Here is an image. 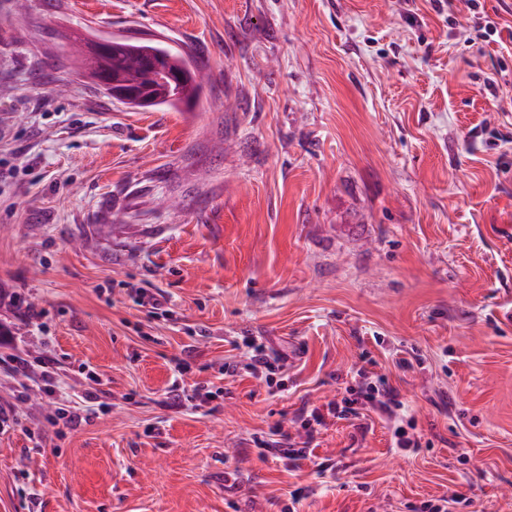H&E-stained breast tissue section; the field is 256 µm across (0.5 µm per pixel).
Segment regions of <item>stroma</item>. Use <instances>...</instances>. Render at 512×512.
Segmentation results:
<instances>
[{
	"instance_id": "1",
	"label": "stroma",
	"mask_w": 512,
	"mask_h": 512,
	"mask_svg": "<svg viewBox=\"0 0 512 512\" xmlns=\"http://www.w3.org/2000/svg\"><path fill=\"white\" fill-rule=\"evenodd\" d=\"M479 5L493 36L465 0H0V282L32 312L0 323L33 363L0 362V512H512V0ZM112 34L204 61L193 103L76 78ZM363 375L396 422L306 437ZM278 428L309 457L260 455ZM281 362L279 356H270L262 349H258L251 357V362L247 365L248 370L255 375L265 377L268 381L270 376L274 374L275 370L279 368L278 363Z\"/></svg>"
}]
</instances>
